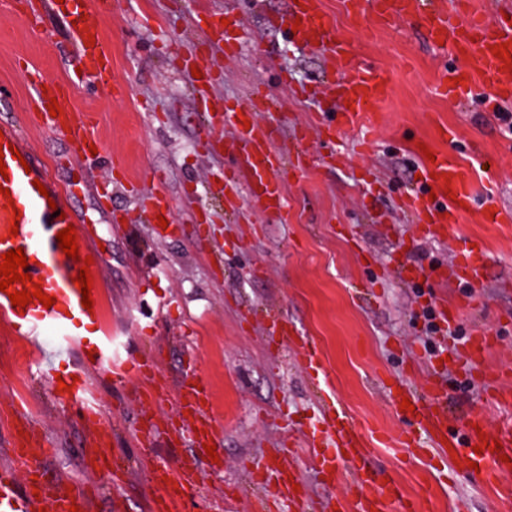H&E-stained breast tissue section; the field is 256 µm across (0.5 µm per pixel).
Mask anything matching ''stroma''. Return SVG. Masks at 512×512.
Returning <instances> with one entry per match:
<instances>
[{
    "label": "stroma",
    "mask_w": 512,
    "mask_h": 512,
    "mask_svg": "<svg viewBox=\"0 0 512 512\" xmlns=\"http://www.w3.org/2000/svg\"><path fill=\"white\" fill-rule=\"evenodd\" d=\"M40 0H18L16 11H0V83L12 90L11 110L23 112L28 89L15 67L24 57L45 72L65 78L70 36L65 21L44 14L55 35L45 42L28 24ZM104 42L112 54V75L122 91L100 96L76 90L77 112L88 116L107 146L95 165L69 162L70 149L52 134L28 127L27 143L52 164L59 182L85 183L72 203L82 224L103 244V322L119 338V353L158 356L164 376L178 380L197 362L210 387L213 412L222 431L224 469L202 468L198 499L207 512H251L248 463L268 457L290 436L311 432L323 401L343 407L363 427L377 433L371 461L377 481L399 482L416 499L417 512H512V474L482 485L455 471L439 453L401 459L391 438L403 426L381 384L391 378L423 387L440 381L456 410L483 408L498 387V373L512 372V223L487 224L480 208L464 213L446 236L417 237L400 210L399 195L417 186L416 142L463 155L477 154L493 180L478 179L502 205L512 207V133L479 103L456 108L440 94L434 74L443 57L426 42L419 25L400 20L382 26L347 17L340 0H326L339 34L356 61L370 60L391 76L389 97L370 132L374 148L356 150L360 129L336 135L345 165L323 167L326 147L315 130L319 98L296 99L281 82L313 85L323 79L322 58L268 25L285 12L288 0H106ZM242 13L239 55L225 57L213 44V60L223 71L220 84L199 98L190 70L175 68L174 53L189 50L194 16H223L226 4ZM267 97L280 127L281 150L304 148L312 166L288 171V210L275 215L240 199L227 214L222 194L223 151L198 152L206 133L209 101L247 103L253 89ZM449 138H442V131ZM119 158L128 178L143 187L161 184L174 202L181 230L158 237L145 212L129 224L111 223L92 187ZM214 213L200 229L191 217ZM483 240L492 261L471 285L457 279L455 263L466 241ZM425 252L417 277L405 282L397 259ZM470 307L449 326L454 333L428 343L427 314L438 307ZM288 321V335L271 327L272 316ZM490 336L494 346L475 370L463 372L473 335ZM320 345L331 385L319 395L299 367L301 343ZM32 351L0 333V438L11 433L13 409L45 434L51 455L49 476L80 486L87 482L80 422L56 400L51 387L33 375ZM105 421L117 440L128 473L120 492L101 485L94 512H111L120 497L124 512H146L154 493L151 470L176 463L188 449L173 435L144 447L134 434L146 405L132 385L111 378L94 381Z\"/></svg>",
    "instance_id": "1"
}]
</instances>
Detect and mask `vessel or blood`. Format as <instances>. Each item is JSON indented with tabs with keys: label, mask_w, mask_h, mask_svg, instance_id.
I'll return each instance as SVG.
<instances>
[{
	"label": "vessel or blood",
	"mask_w": 512,
	"mask_h": 512,
	"mask_svg": "<svg viewBox=\"0 0 512 512\" xmlns=\"http://www.w3.org/2000/svg\"><path fill=\"white\" fill-rule=\"evenodd\" d=\"M47 11L69 21V34L74 48L75 71L66 80L47 76L33 64L22 66L20 73L30 90V103L39 112L38 127L61 137L71 148L76 161L87 163L94 154H105V143L94 127L73 110V91L88 86L104 92L112 91V56L105 46L102 27L105 12L100 0H44ZM342 8L352 18L368 17L380 23L398 19L415 20L428 42L435 48L450 50L463 56L464 67H442L438 86L443 93L458 101L482 96L484 90L495 93L496 101L512 99V68L494 54L496 45L512 46V19L507 7L481 11L463 6L461 0H342ZM225 25L211 29L212 39L223 42L224 54L236 56L241 43L235 31L241 25L236 11H225ZM272 27L296 31L305 45L322 50L327 79L326 95L337 105L338 112L330 121L320 123L327 137L374 120L387 98L388 74L375 64L357 63L349 46L336 31L328 16L325 0H294L288 10L269 18ZM94 36L93 45H86L87 36ZM182 66L200 68L202 77L196 83L205 91L220 77L206 43L194 45L181 56ZM57 101L61 113L51 116L50 101ZM267 105L253 98L248 106L215 105L210 116L222 125H232V136L222 130L210 131L202 143L203 153H211L213 140L224 145V154L232 165L225 169L222 192L245 187L250 202L264 211L279 214L287 207L286 188L279 176L285 167L304 171L310 164L305 151L286 158L277 146L279 126L275 119L260 120ZM0 144L6 151L0 156L7 167L0 176V255L23 248L27 271L43 293L55 299L51 307L32 300L25 308L14 307L8 293L0 291V322L11 336L27 344L34 354L33 369L37 376L71 381L72 388L62 397L74 410L84 429V448L98 462L90 466V474L117 487L126 475L125 465L112 447V430L103 422L99 404L94 397L87 370L109 374L119 383L135 379L141 384L139 395L149 404L136 423V437L141 445H149L160 434H175L186 440L189 453L175 466L158 465L151 473L155 502L151 512H186L194 501L193 492L200 481L199 458L208 445H221L222 436L209 402L210 390L205 386L197 365H189L177 384H170L155 360L116 357L102 327L103 296L101 256L93 245V236L83 225L69 203L70 186L56 182L46 162L37 159L25 145L22 120L18 117L0 119ZM420 186L404 191L401 209L411 215L419 234L447 233L457 223L463 207L473 206L474 170L453 151L437 153L435 160L421 159ZM136 199L150 215H163L169 220L162 236L173 235L177 224L171 223L173 200L158 187L137 193ZM18 224L17 235H10L11 224ZM74 228L81 256L92 259L89 272L93 280L92 309L82 305L83 295L74 277L79 269L68 258L57 240L59 231ZM487 253L469 245L461 251L457 276L465 282H476L482 276ZM302 368L310 379L327 382L326 368L320 351L312 341H304ZM388 395L393 401L410 399L413 412L404 414L405 426L398 437V447L406 456L421 454L425 447L441 450L455 459L461 471L477 464L476 480L489 484L500 475L512 473V424H491L482 412H468L460 432L450 433L448 395L438 382H428L424 392L411 384L388 381ZM172 404L176 411L168 417L159 409ZM324 437L307 443L301 452L311 456L328 482L340 478L341 467H348L354 477L349 512H414L411 502L396 484H378L370 468L372 450L357 421L345 410L327 406L321 417ZM500 441L501 450H494L492 441ZM11 464L0 466V512H92L93 487L74 486L60 479L47 478L42 462L49 453L43 434L33 428L24 433H11L8 440ZM299 450L282 448L272 459L251 465L253 484L276 482L280 499L293 512H314V507L301 489L302 477L292 463Z\"/></svg>",
	"instance_id": "vessel-or-blood-1"
}]
</instances>
